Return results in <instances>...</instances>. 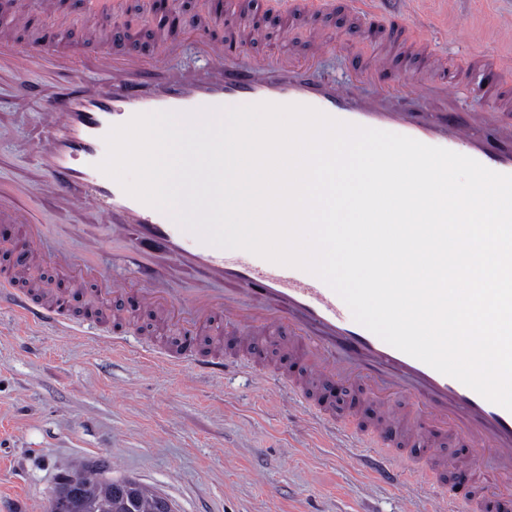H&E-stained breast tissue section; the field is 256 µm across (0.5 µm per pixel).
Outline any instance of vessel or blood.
<instances>
[{
    "instance_id": "obj_1",
    "label": "vessel or blood",
    "mask_w": 512,
    "mask_h": 512,
    "mask_svg": "<svg viewBox=\"0 0 512 512\" xmlns=\"http://www.w3.org/2000/svg\"><path fill=\"white\" fill-rule=\"evenodd\" d=\"M333 5L334 0H265L267 11L286 27L295 16L314 17ZM199 32L212 65L189 78L167 76L169 59L182 46L175 34L165 35L164 49L157 53L141 51L134 36L128 37L130 49L124 54L98 49L94 63L110 82L92 95L80 88L63 89L47 104L44 121L50 136L38 151L42 176L34 181L33 192L77 201L111 224L112 245L138 280L131 291L135 302L161 315L181 336L176 356L147 348L142 352L146 363L164 361L217 380L239 370V362L202 354L196 345L197 330L218 311L234 341L245 349L256 335L287 331L288 353L304 373L283 374L276 381L278 390L323 427L361 439L365 447L353 450L354 462L387 483L429 478L444 498L445 512H488L492 497L498 499L500 512H512V411L346 317V304L315 275L246 250L225 259L223 249L203 243L167 212L128 195L99 170L107 154L106 135L135 115L259 103L309 106L342 122L452 150L502 174L512 175V143L490 128L477 132L471 109L424 114L420 101L458 96V81L449 75L442 55L428 54L426 71L399 73L394 87L366 103L333 78L313 77L311 63H294L279 52L244 56L242 49L252 35L239 27L227 25L224 34L215 36L205 26ZM78 63V56L56 47L43 50L38 41L19 47L0 38V72L20 75L36 65L49 72L70 71ZM467 67L477 73L485 111H496V99L512 96V51L473 55ZM19 198V189L0 185V224L9 227L19 254L30 260L52 227L25 211ZM59 240L50 259L72 282L96 281L102 296L126 290L123 280L97 279L98 242L86 240L76 257L66 246L67 234H60ZM179 268L196 273L192 291L173 288ZM2 301L24 322L48 325L67 336L87 333L84 323L65 313L64 297L52 302L35 299L19 288L16 276L0 275ZM310 374L362 385L377 402L381 420L367 429L356 423L354 414L336 416L329 405L310 398ZM404 392L411 395V405L398 402ZM450 432L463 446L488 453L494 460L491 473L435 463L434 448Z\"/></svg>"
}]
</instances>
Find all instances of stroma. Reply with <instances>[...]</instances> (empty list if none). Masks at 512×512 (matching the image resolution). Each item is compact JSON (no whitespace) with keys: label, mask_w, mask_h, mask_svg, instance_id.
I'll return each instance as SVG.
<instances>
[{"label":"stroma","mask_w":512,"mask_h":512,"mask_svg":"<svg viewBox=\"0 0 512 512\" xmlns=\"http://www.w3.org/2000/svg\"><path fill=\"white\" fill-rule=\"evenodd\" d=\"M265 39L247 43L253 54L286 43L307 54L311 32L324 49L316 75L348 82L364 96L377 85L358 79V64L376 59L391 35V16L362 18L338 0L316 24L295 21L282 38L278 18L263 0H239ZM184 21L176 73L207 68L191 28L198 0H172ZM24 11L27 28L9 30L24 42L27 29L53 34L77 55L91 54V36L113 41L117 17L87 14L82 0H0V18ZM468 42L454 38L457 25ZM430 46L464 69L473 53L512 50V0H458V18L434 24ZM105 77L94 67L53 74L32 68L0 75V182L26 187L39 174L37 145L46 136L42 110L68 85L95 88ZM34 86L25 94V86ZM21 205L50 224H81L102 244L99 274L127 278L108 243L110 227L79 203L52 196H21ZM102 329L130 331L123 351L96 336H64L22 322L0 307V507L48 512L62 476L102 460L116 479L133 478L171 500L175 512H437L436 488L419 482L412 494L367 477L350 460L337 433L303 417L295 404L245 374L224 381L145 365L138 350H168L158 317L126 296L101 300Z\"/></svg>","instance_id":"stroma-1"}]
</instances>
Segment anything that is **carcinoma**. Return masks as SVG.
<instances>
[{"mask_svg": "<svg viewBox=\"0 0 512 512\" xmlns=\"http://www.w3.org/2000/svg\"><path fill=\"white\" fill-rule=\"evenodd\" d=\"M164 500L134 479L116 482L75 471L53 492L49 512H159Z\"/></svg>", "mask_w": 512, "mask_h": 512, "instance_id": "carcinoma-1", "label": "carcinoma"}]
</instances>
